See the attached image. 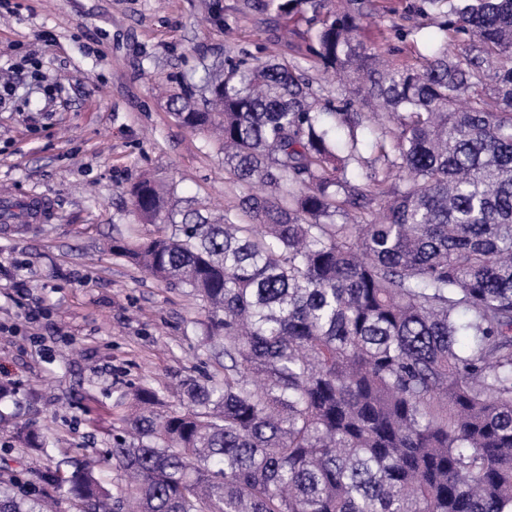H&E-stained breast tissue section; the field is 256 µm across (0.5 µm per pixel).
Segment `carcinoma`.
Returning <instances> with one entry per match:
<instances>
[{
    "label": "carcinoma",
    "instance_id": "obj_1",
    "mask_svg": "<svg viewBox=\"0 0 512 512\" xmlns=\"http://www.w3.org/2000/svg\"><path fill=\"white\" fill-rule=\"evenodd\" d=\"M328 2L265 7L311 8L309 53L364 75L354 94L269 55L205 62L172 100L269 193L179 218L145 178L128 199L157 231L112 240L202 302L223 379L162 412L139 387L106 455L65 469L20 426L41 487L1 480L0 512H512V0H419L433 29H395L417 65L361 40L371 0Z\"/></svg>",
    "mask_w": 512,
    "mask_h": 512
}]
</instances>
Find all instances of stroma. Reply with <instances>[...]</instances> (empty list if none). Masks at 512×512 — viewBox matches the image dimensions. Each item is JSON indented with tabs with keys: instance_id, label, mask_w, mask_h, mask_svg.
Wrapping results in <instances>:
<instances>
[{
	"instance_id": "1",
	"label": "stroma",
	"mask_w": 512,
	"mask_h": 512,
	"mask_svg": "<svg viewBox=\"0 0 512 512\" xmlns=\"http://www.w3.org/2000/svg\"><path fill=\"white\" fill-rule=\"evenodd\" d=\"M415 0H375L363 38L411 61L394 32ZM263 0H0V202L47 199L26 230L0 223V383L8 412L43 430L56 459L99 454L119 433L135 387L181 403L187 376L223 377L202 346L207 314L185 289L115 258L130 225L129 186H169L171 209L213 217L236 210L245 188L219 141L184 128L170 96L201 59L273 51L311 85L310 25L264 10Z\"/></svg>"
}]
</instances>
